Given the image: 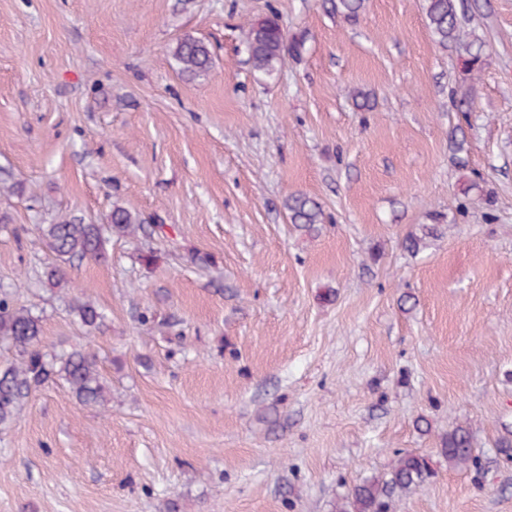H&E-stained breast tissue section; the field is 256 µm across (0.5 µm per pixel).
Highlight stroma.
<instances>
[{
	"label": "stroma",
	"mask_w": 512,
	"mask_h": 512,
	"mask_svg": "<svg viewBox=\"0 0 512 512\" xmlns=\"http://www.w3.org/2000/svg\"><path fill=\"white\" fill-rule=\"evenodd\" d=\"M465 2L471 70L421 0H0V291L106 384L45 385L0 428V512H336L405 453L434 475L392 512H512V0ZM272 14L302 48L265 75L243 42ZM186 34L207 75L178 73ZM116 203L165 235L49 288L40 225ZM458 426L481 471L441 455ZM172 58L179 72L190 78L206 75L212 67V52L208 45L191 35L179 38L172 47ZM285 206L290 223L295 224L298 230L311 232L316 230V224H323L325 221L321 205L306 194H291ZM71 311L78 318V321L87 327L98 328L105 318L96 306L86 301L75 302L71 306Z\"/></svg>",
	"instance_id": "obj_1"
}]
</instances>
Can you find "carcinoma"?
Segmentation results:
<instances>
[{"label":"carcinoma","mask_w":512,"mask_h":512,"mask_svg":"<svg viewBox=\"0 0 512 512\" xmlns=\"http://www.w3.org/2000/svg\"><path fill=\"white\" fill-rule=\"evenodd\" d=\"M428 25L436 42L443 48L452 44L468 55L465 64L478 59L473 53L474 43L467 40L459 14V0H424ZM363 0H336L333 7L348 18H355ZM248 62L253 70L271 73L285 50L283 36L276 17L267 18L250 28L244 42ZM172 58L179 72L190 78L207 74L212 67V52L208 45L191 35L179 38L172 47ZM286 209L290 223L299 230L311 232L325 221L321 205L303 193L288 197ZM145 220L127 207L115 204L110 224H82L76 220L44 224L41 235L47 248L62 262L73 259L102 260L106 258V244L110 237H127L143 229ZM437 234V225L423 224L420 233H410L406 249L419 253L426 240ZM71 311L87 327H99L104 315L96 306L77 301ZM42 326L31 311L13 306L8 295L0 294V340L11 345L18 362L0 370V426H7L19 416L32 391L57 378L64 380L76 400L83 405L104 400L105 387L100 379L96 356L74 349L60 356L47 357L40 348ZM441 452L456 466L479 467L473 453L471 435L464 427L448 433L441 442ZM432 471L426 457L407 453L401 456L389 477L368 480L354 486L347 501L338 512H388L389 501L397 492L419 487L430 478Z\"/></svg>","instance_id":"carcinoma-1"}]
</instances>
